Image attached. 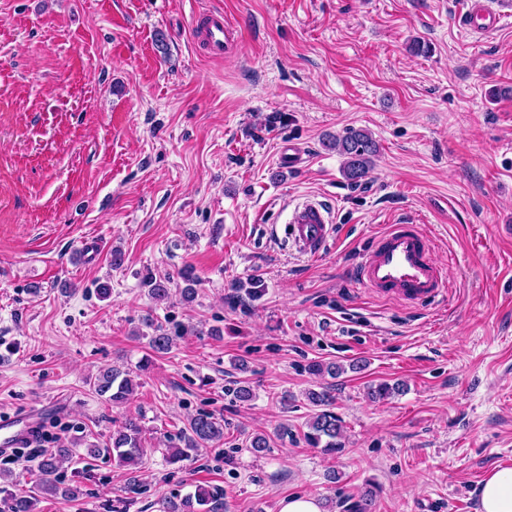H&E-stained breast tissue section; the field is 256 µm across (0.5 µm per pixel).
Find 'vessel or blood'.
Wrapping results in <instances>:
<instances>
[{
	"label": "vessel or blood",
	"mask_w": 512,
	"mask_h": 512,
	"mask_svg": "<svg viewBox=\"0 0 512 512\" xmlns=\"http://www.w3.org/2000/svg\"><path fill=\"white\" fill-rule=\"evenodd\" d=\"M512 17V0H465L457 17L466 31L482 36L494 33L500 23ZM192 37L205 57L219 59L239 43L235 21L222 11L210 10L192 19ZM289 237L300 250L315 255L333 232L331 216L317 199L308 198L288 215ZM434 242L416 224L402 221L365 255L358 277L371 290L403 302L435 301L446 293V271L433 256ZM31 417L20 414L0 419V447L24 444Z\"/></svg>",
	"instance_id": "obj_1"
}]
</instances>
